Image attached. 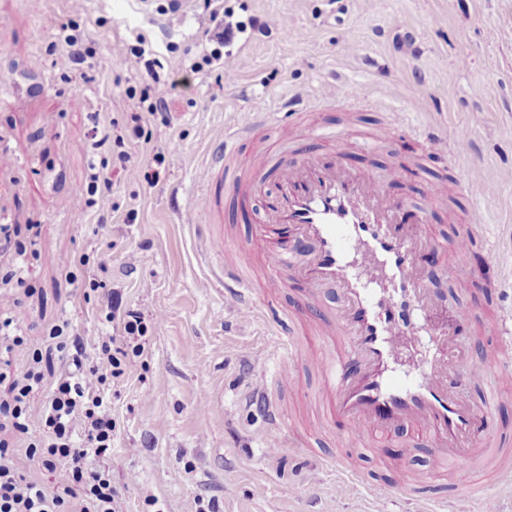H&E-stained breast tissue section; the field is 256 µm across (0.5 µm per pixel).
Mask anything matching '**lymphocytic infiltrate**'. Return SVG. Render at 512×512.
<instances>
[{
    "mask_svg": "<svg viewBox=\"0 0 512 512\" xmlns=\"http://www.w3.org/2000/svg\"><path fill=\"white\" fill-rule=\"evenodd\" d=\"M204 6L216 25L205 31L207 46L191 63L193 71L223 61L224 46L235 31L248 27L264 35L271 30L266 21L248 26L227 22L222 0H204ZM113 54L120 60L132 56L142 61L149 80L143 92L146 120L166 112L176 83L160 77L157 61L148 57L144 45L123 43ZM146 333L141 313L126 311L122 337H98V353L92 359L83 338L68 335L65 326L35 333L21 328L10 312L0 311V382L8 384L5 398H0V512H124V500L106 473L116 424L102 392L109 380L123 375L129 355L143 354ZM53 351L63 354L67 369L50 383L41 363ZM20 356L26 359L21 367L16 364ZM44 391L49 397L40 413H33L34 398ZM7 430L23 440L27 457L43 469L52 471L66 463L65 479L49 488L23 474L14 463L16 448L1 437Z\"/></svg>",
    "mask_w": 512,
    "mask_h": 512,
    "instance_id": "1",
    "label": "lymphocytic infiltrate"
}]
</instances>
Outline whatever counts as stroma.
<instances>
[{"instance_id":"35a3bbf8","label":"stroma","mask_w":512,"mask_h":512,"mask_svg":"<svg viewBox=\"0 0 512 512\" xmlns=\"http://www.w3.org/2000/svg\"><path fill=\"white\" fill-rule=\"evenodd\" d=\"M162 2L0 0V225H13L16 241L26 244L33 289L27 296L0 283V309L24 327L69 321L87 341L122 334L120 322L108 318L109 293L144 316L145 352L107 392L117 422L107 464L126 512H197L212 498L223 512H431L451 497L452 481L429 449L406 447L405 436L347 455L382 487L409 468L421 476L425 499L373 502L320 467L319 457L338 447L319 418L322 379L310 358L295 366L296 389H271L286 414L285 445L266 454L265 414L243 395L273 364L267 322L294 339L312 328L305 292L292 282L273 294L260 289L271 299L265 318L240 321L232 300L203 287L208 267L198 256V230L183 223L179 207L193 195L225 125L255 123L254 140L272 143L279 133L264 124L262 109L274 98L300 97L314 107L308 121L349 131L342 162L352 171L382 175L404 166L405 178L388 190L405 201V222L437 239L425 252L429 286L442 299L431 319L456 332L459 371L470 358L492 357L495 339L486 327L512 306V294L499 287L512 266L495 263L487 249L492 243L512 256V0H224L237 21L280 13L290 20L287 30L249 36V53L231 81L218 64L190 69L189 50L212 26L208 12L163 15ZM63 23L76 25L92 48L67 76L52 68L50 55ZM139 35L179 84L164 119L147 126L149 143L136 145L125 165H112L111 192L93 196L91 129L101 116L127 125L145 86L135 58L116 61L112 48ZM330 76L363 89L369 103L349 111L319 106L321 82ZM394 111L466 137L494 194L460 192L449 158L426 157L410 129L362 148ZM430 184L448 204L425 215ZM475 206L488 223L471 246L475 275L461 281L449 269ZM102 215L107 223H99ZM262 215L260 194L225 193L224 250L235 252ZM32 224L40 230L34 240ZM102 242L108 250L93 256ZM80 253L90 254L89 266L68 274L63 259ZM101 261L107 273H99ZM96 273L107 287L86 294L83 283ZM464 310L469 320L461 328ZM476 480L477 496L453 497L460 512H512V491L491 469L477 466ZM149 493L157 506L147 504Z\"/></svg>"}]
</instances>
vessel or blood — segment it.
<instances>
[{"instance_id":"b4317fda","label":"vessel or blood","mask_w":512,"mask_h":512,"mask_svg":"<svg viewBox=\"0 0 512 512\" xmlns=\"http://www.w3.org/2000/svg\"><path fill=\"white\" fill-rule=\"evenodd\" d=\"M249 138L248 126L225 127L224 146L212 151L205 167L197 213L205 218L202 246L212 260L223 242L215 227L224 221L223 202L214 188L223 182L238 190L237 179L226 178L225 171L239 143ZM421 138L427 153L460 161L462 185L479 182L481 173L469 160V142H449L431 127L423 129ZM299 139L304 147H296ZM299 139H282L278 187L264 207L263 223L291 229L289 238L270 240L268 285L280 287L283 276H292L305 290L306 305L319 312L317 338L332 343L333 351L319 357L316 366L336 439L346 447L410 431L412 445L429 448L436 460L455 463V488L466 490L475 482L474 459L493 441V425L491 408L475 409L460 392L469 383H500L512 377V366L480 360L466 375L457 373L456 336L432 324L436 296L417 260L432 241L409 233L400 221L401 202L388 194V182L400 179L402 169H390L383 180L348 171L337 161L349 147L348 136L341 131L324 136L314 123ZM322 140L327 152L309 150V143ZM484 220L482 213L471 212L457 240L452 268L457 279L470 276L467 255ZM210 278L223 284L240 317H256L261 305L239 258L213 261ZM327 288L335 293L330 305L324 301ZM487 331L497 336L499 351L511 350L512 312L499 314ZM410 341L424 347L425 354L415 375L395 377L400 353ZM276 342L273 377L294 386L299 360L295 342L282 336Z\"/></svg>"}]
</instances>
